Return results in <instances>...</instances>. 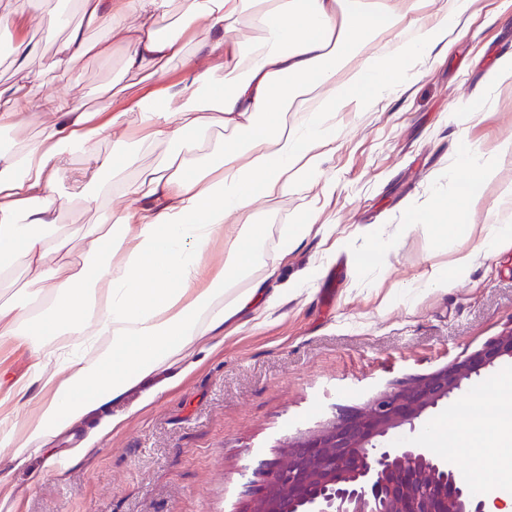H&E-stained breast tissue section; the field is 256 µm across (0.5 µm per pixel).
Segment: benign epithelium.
Wrapping results in <instances>:
<instances>
[{
	"label": "benign epithelium",
	"instance_id": "obj_1",
	"mask_svg": "<svg viewBox=\"0 0 512 512\" xmlns=\"http://www.w3.org/2000/svg\"><path fill=\"white\" fill-rule=\"evenodd\" d=\"M512 364V327L481 348L339 414L319 434L287 438L264 463L244 512H488L444 453L426 447L416 422L486 370ZM409 427L413 435L390 441Z\"/></svg>",
	"mask_w": 512,
	"mask_h": 512
}]
</instances>
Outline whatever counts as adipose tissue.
Masks as SVG:
<instances>
[{
  "mask_svg": "<svg viewBox=\"0 0 512 512\" xmlns=\"http://www.w3.org/2000/svg\"><path fill=\"white\" fill-rule=\"evenodd\" d=\"M172 0H79L87 25L73 31L57 65L125 47L123 76L142 85L122 109L105 101L92 112L75 97L44 103L23 84L0 88V128L16 131L0 146V282L22 272L32 293L0 301V344L26 348L24 376L0 374V456L24 465L74 421L122 400L160 368L187 360L225 325L261 315L280 298L266 286L267 225L254 204L322 180L321 148L336 138L347 104L363 111L395 94L422 59L447 46L476 0H188L206 27L188 43L165 29ZM386 37L385 58L364 52ZM188 58L170 79L167 62ZM299 107L296 120L288 112ZM46 110L39 135L21 136L26 115ZM222 129L214 138V129ZM112 138L111 153L98 149ZM213 140L214 149L198 150ZM166 146L152 166L141 150ZM78 167L80 195L97 223L73 246L50 202L67 167ZM451 203L471 214L498 163L465 146ZM126 202L113 211V196ZM224 258L211 266L216 241ZM80 259H73V251ZM66 337L58 345V337ZM35 403L24 419L14 407ZM429 446H512V423H435Z\"/></svg>",
  "mask_w": 512,
  "mask_h": 512,
  "instance_id": "1",
  "label": "adipose tissue"
}]
</instances>
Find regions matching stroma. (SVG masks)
<instances>
[{"label": "stroma", "instance_id": "35a3bbf8", "mask_svg": "<svg viewBox=\"0 0 512 512\" xmlns=\"http://www.w3.org/2000/svg\"><path fill=\"white\" fill-rule=\"evenodd\" d=\"M8 32L33 51L22 62L0 60L1 86L33 71L41 75L30 86L36 97L76 95L91 109L123 98L120 40L106 56L59 66L67 28ZM511 54L512 0H478L463 34L418 65L398 96L337 113L336 139L321 158L334 190H293L255 207L257 221L275 228L315 220L285 258L276 235L267 239L266 260L279 264L269 285L288 291L280 307L230 326L191 368L159 370L151 386L112 404L108 413L121 423L106 435L93 438L94 416L53 439V458L18 468L0 461L13 488L0 494V512H241L285 438L315 435L338 410L362 407L512 326V244L482 249L498 232L512 154L499 158L496 183L454 236L437 239L420 226L397 233L453 195L464 144L498 157L512 142V81L486 79ZM82 189L64 178L53 201L75 234L96 220ZM393 237L395 249L377 256ZM466 253L474 260L453 287H429ZM82 444L87 453L70 464L67 449Z\"/></svg>", "mask_w": 512, "mask_h": 512}]
</instances>
